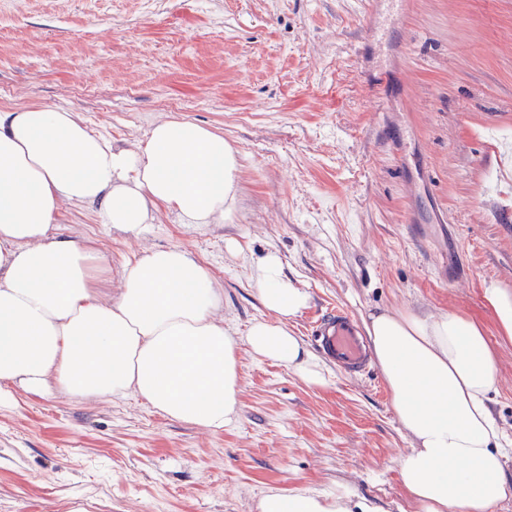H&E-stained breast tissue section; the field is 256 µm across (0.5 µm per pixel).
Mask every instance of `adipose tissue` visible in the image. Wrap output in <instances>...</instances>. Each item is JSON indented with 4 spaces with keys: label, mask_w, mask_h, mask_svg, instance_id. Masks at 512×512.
I'll return each mask as SVG.
<instances>
[{
    "label": "adipose tissue",
    "mask_w": 512,
    "mask_h": 512,
    "mask_svg": "<svg viewBox=\"0 0 512 512\" xmlns=\"http://www.w3.org/2000/svg\"><path fill=\"white\" fill-rule=\"evenodd\" d=\"M239 173L236 147L192 120H160L122 147L69 109L0 110V388L77 400L133 394L168 418L220 429L239 408L240 348L325 386L322 364L288 327L311 296L278 252L256 266L267 315L239 339L218 315L223 288L186 250H150L106 290L96 249L51 231L66 203L127 232L161 210L183 224H221L235 210ZM481 294L497 335L512 342V289L486 281ZM365 329L413 443L399 460L408 496L420 512H494L512 491V452L488 404L500 377L485 327L457 311L383 310ZM258 508L377 512L343 486L272 488Z\"/></svg>",
    "instance_id": "1"
}]
</instances>
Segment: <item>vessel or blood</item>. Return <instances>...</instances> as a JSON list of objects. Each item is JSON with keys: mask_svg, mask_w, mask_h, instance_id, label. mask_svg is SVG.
<instances>
[{"mask_svg": "<svg viewBox=\"0 0 512 512\" xmlns=\"http://www.w3.org/2000/svg\"><path fill=\"white\" fill-rule=\"evenodd\" d=\"M315 333L322 352L345 372L363 373L370 369L371 356L360 328L344 309L327 313Z\"/></svg>", "mask_w": 512, "mask_h": 512, "instance_id": "obj_1", "label": "vessel or blood"}]
</instances>
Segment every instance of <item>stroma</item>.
Returning a JSON list of instances; mask_svg holds the SVG:
<instances>
[{
  "label": "stroma",
  "instance_id": "35a3bbf8",
  "mask_svg": "<svg viewBox=\"0 0 512 512\" xmlns=\"http://www.w3.org/2000/svg\"><path fill=\"white\" fill-rule=\"evenodd\" d=\"M78 110L114 144L185 118L240 152L237 210L188 226L159 212L128 233L63 205L112 281L177 246L224 288L243 336L265 311L255 262L276 250L311 303L459 311L492 327L480 288L512 289V0H0V110ZM239 244L229 252L228 240ZM490 406L512 439V344ZM238 416L212 430L132 396L0 401V512H257L270 487L343 485L379 512H419L398 475L411 447L379 367L326 362L308 386L240 350Z\"/></svg>",
  "mask_w": 512,
  "mask_h": 512
}]
</instances>
